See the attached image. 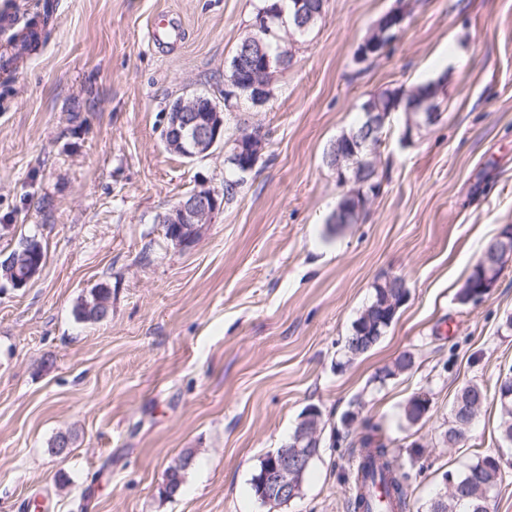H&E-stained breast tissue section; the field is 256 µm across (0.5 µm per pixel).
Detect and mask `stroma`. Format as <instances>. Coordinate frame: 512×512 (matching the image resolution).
I'll return each mask as SVG.
<instances>
[{
  "label": "stroma",
  "mask_w": 512,
  "mask_h": 512,
  "mask_svg": "<svg viewBox=\"0 0 512 512\" xmlns=\"http://www.w3.org/2000/svg\"><path fill=\"white\" fill-rule=\"evenodd\" d=\"M262 0H54L41 38L0 73V258L37 236L46 260L21 289L0 278V512H269L250 486L310 406L323 447L301 497L279 512H349L363 419L382 424L409 475L406 512H426L441 476L502 447L487 400L464 447L448 448L453 397L512 370V266L476 304L458 294L487 240L512 224V0H325L261 110L236 116L266 145L236 198L193 246L160 214L205 185L223 191L224 148L187 159L164 142L170 103L223 100ZM405 11L376 60L356 51ZM181 32L159 50L155 20ZM438 81L447 107L383 134L381 188L361 223L327 219L343 192L331 142L385 91ZM409 296L380 342L340 350L377 281ZM110 288L98 322L81 298ZM412 369L378 382L402 354ZM432 406L409 423L417 392ZM67 456L50 455L58 434ZM192 453L180 493L159 489Z\"/></svg>",
  "instance_id": "1"
}]
</instances>
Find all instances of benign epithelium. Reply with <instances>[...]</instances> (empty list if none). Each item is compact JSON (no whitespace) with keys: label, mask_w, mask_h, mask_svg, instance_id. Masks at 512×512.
Here are the masks:
<instances>
[{"label":"benign epithelium","mask_w":512,"mask_h":512,"mask_svg":"<svg viewBox=\"0 0 512 512\" xmlns=\"http://www.w3.org/2000/svg\"><path fill=\"white\" fill-rule=\"evenodd\" d=\"M283 19L280 5L269 7L262 11L256 19L254 29L257 33L269 30L276 20ZM403 20L385 22L375 30L376 38L363 41L357 50V60L367 62L380 55L376 46H385L396 37L392 32L400 27ZM247 96L255 108L267 105L271 95L269 86L262 79H256L248 84L226 83V98L236 97V92ZM366 122L362 134L365 141H370L382 130L385 120L381 119L382 112L376 105L367 101L364 103ZM226 118L224 106L213 99L193 94L180 98L172 109L169 127L164 131V140L168 149L181 154L188 159L205 157L212 150L224 143V127ZM265 142L261 132L256 130L246 133V139H238L230 150L227 161L232 162L238 169L237 186H242L247 176L255 169ZM223 201L219 194L207 187L200 186L187 196L179 199L165 214L161 223L175 225L176 231L171 236L177 246H190L195 243L202 232L203 225L212 223L214 215L221 209ZM499 249L506 260L512 263V226L506 224L498 235ZM41 242L34 239L21 246L9 257L0 261V270L4 278L14 288H23L41 271L42 262L29 264L27 257L32 248H37ZM320 415L310 409L300 419L299 427L289 443L269 455V463L264 468L258 481L259 497L266 503L282 505L291 503L300 496L302 485L297 480L308 467L310 462L319 455L321 448Z\"/></svg>","instance_id":"1"}]
</instances>
